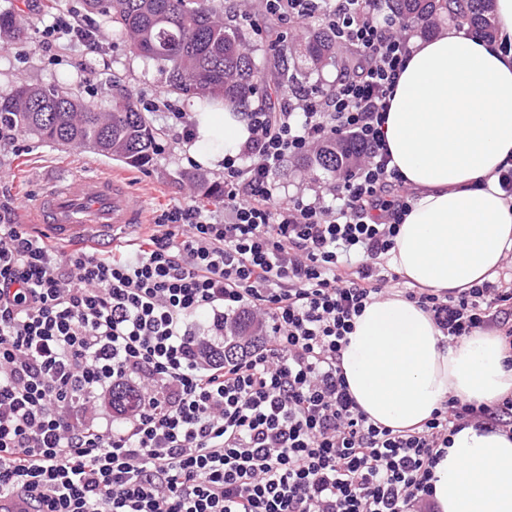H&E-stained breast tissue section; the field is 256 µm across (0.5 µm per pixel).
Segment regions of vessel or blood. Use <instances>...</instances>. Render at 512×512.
I'll return each instance as SVG.
<instances>
[{
  "label": "vessel or blood",
  "mask_w": 512,
  "mask_h": 512,
  "mask_svg": "<svg viewBox=\"0 0 512 512\" xmlns=\"http://www.w3.org/2000/svg\"><path fill=\"white\" fill-rule=\"evenodd\" d=\"M33 225L50 238L108 244L144 222L140 200L115 175H74L30 207Z\"/></svg>",
  "instance_id": "vessel-or-blood-1"
}]
</instances>
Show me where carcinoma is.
Segmentation results:
<instances>
[{
	"mask_svg": "<svg viewBox=\"0 0 512 512\" xmlns=\"http://www.w3.org/2000/svg\"><path fill=\"white\" fill-rule=\"evenodd\" d=\"M403 16L436 28L442 16L489 36L493 32V0H390ZM85 11L100 14L120 26L132 54L148 56L160 65L170 90L200 100V111L244 109L258 92V68L244 45L240 28L218 21L208 0H83ZM26 35L23 19L0 13V42ZM302 56L312 68L336 54V35L326 27L308 31ZM57 145H80L143 167L157 150L156 133L130 96L112 99L108 112L75 96L67 87L19 86L0 97V122ZM359 156L348 141L330 140L303 160L316 171L343 175Z\"/></svg>",
	"mask_w": 512,
	"mask_h": 512,
	"instance_id": "obj_1",
	"label": "carcinoma"
}]
</instances>
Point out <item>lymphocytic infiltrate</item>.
<instances>
[{
	"mask_svg": "<svg viewBox=\"0 0 512 512\" xmlns=\"http://www.w3.org/2000/svg\"><path fill=\"white\" fill-rule=\"evenodd\" d=\"M267 16L318 20L357 51L326 91L294 92L246 114L224 159V197L155 211L110 251L63 250L15 221L0 191V494L28 512H418L450 435L473 425L512 437V396L451 397L419 426L370 421L341 350L366 303L386 295L378 265L413 197L380 128L409 54L386 0H264ZM89 51L93 22L60 16ZM363 154L330 192L279 198L286 159L327 140ZM448 342L499 331L512 352V283L407 289ZM247 314L262 343L240 335ZM246 356L221 361L229 344ZM135 406L112 413V392Z\"/></svg>",
	"mask_w": 512,
	"mask_h": 512,
	"instance_id": "lymphocytic-infiltrate-1",
	"label": "lymphocytic infiltrate"
}]
</instances>
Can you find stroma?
<instances>
[{
  "instance_id": "stroma-1",
  "label": "stroma",
  "mask_w": 512,
  "mask_h": 512,
  "mask_svg": "<svg viewBox=\"0 0 512 512\" xmlns=\"http://www.w3.org/2000/svg\"><path fill=\"white\" fill-rule=\"evenodd\" d=\"M245 7L255 26L242 31L261 68L263 95L279 102L287 93L277 88L274 77L283 60L295 52L305 37L293 25L282 28L278 46H271L266 32L269 25L262 13L261 0H246ZM13 9L27 22L24 41L0 46V96L10 95L18 86H48L65 83L78 96L93 102L101 110L112 106L113 96L128 94L132 98L174 97L183 111H190L189 97L172 96L156 61L130 54L126 37L108 23H101L104 39L99 52L90 53L75 42L62 39L51 51H42L40 33L54 18L71 15L85 19L82 0H0V10ZM147 119L158 133L157 152L152 163L132 168L121 162L80 147L61 149L23 135L19 143H0V169L9 171L8 188L18 198L36 195L48 180H59L74 173H123L133 190L142 198L147 211H155L170 201L181 199L193 190L197 176L220 182L224 171L190 162L180 128L163 113H148Z\"/></svg>"
}]
</instances>
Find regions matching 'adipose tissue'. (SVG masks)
Returning a JSON list of instances; mask_svg holds the SVG:
<instances>
[{
	"mask_svg": "<svg viewBox=\"0 0 512 512\" xmlns=\"http://www.w3.org/2000/svg\"><path fill=\"white\" fill-rule=\"evenodd\" d=\"M495 42L449 24L415 37L381 128L415 194L392 267L424 288L452 291L494 279L512 249V199L496 171L512 160V0H495ZM249 136L244 114L195 115L194 160L217 167ZM342 349L349 391L369 418L406 430L453 396L472 404L512 395L498 332L444 342L432 317L400 293L366 305ZM436 512H512V439L472 426L451 438L433 470Z\"/></svg>",
	"mask_w": 512,
	"mask_h": 512,
	"instance_id": "obj_1",
	"label": "adipose tissue"
}]
</instances>
